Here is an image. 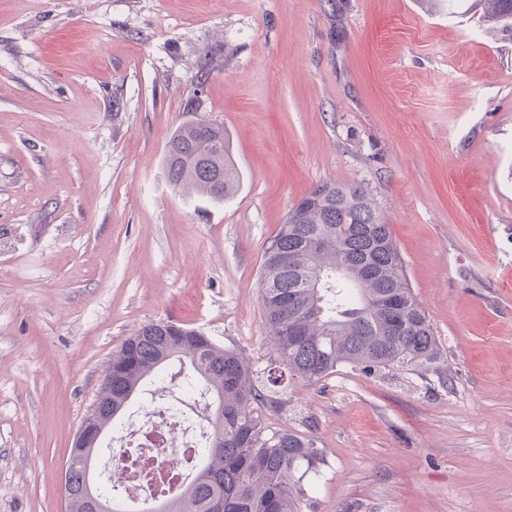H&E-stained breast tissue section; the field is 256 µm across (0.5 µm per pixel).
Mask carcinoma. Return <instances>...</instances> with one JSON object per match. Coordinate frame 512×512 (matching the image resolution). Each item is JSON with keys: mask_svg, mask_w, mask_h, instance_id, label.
<instances>
[{"mask_svg": "<svg viewBox=\"0 0 512 512\" xmlns=\"http://www.w3.org/2000/svg\"><path fill=\"white\" fill-rule=\"evenodd\" d=\"M484 22L512 36V0H475ZM180 193L220 203L241 186L224 127L185 122L163 158ZM261 302L273 367L259 368L202 331L152 322L112 355L90 422L113 426L132 398L152 402L170 387L202 408L199 448L207 462L149 512H291L289 500L323 461L311 435L271 427L260 408L282 411L284 379L319 383L340 365L400 370L440 359L433 328L413 296L389 225L363 186L323 182L289 211L266 251ZM66 480L85 483L84 467L68 462ZM110 512H142L107 478L97 482Z\"/></svg>", "mask_w": 512, "mask_h": 512, "instance_id": "1", "label": "carcinoma"}]
</instances>
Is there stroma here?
Segmentation results:
<instances>
[{"label":"stroma","mask_w":512,"mask_h":512,"mask_svg":"<svg viewBox=\"0 0 512 512\" xmlns=\"http://www.w3.org/2000/svg\"><path fill=\"white\" fill-rule=\"evenodd\" d=\"M242 176L168 183L179 124ZM360 184L442 358L291 382L294 512H512V36L417 0H0V512H63L112 354L151 322L253 361L289 210ZM163 168L175 190L217 203L236 195L242 181L230 157L224 127L206 122L177 127L167 144Z\"/></svg>","instance_id":"obj_1"}]
</instances>
